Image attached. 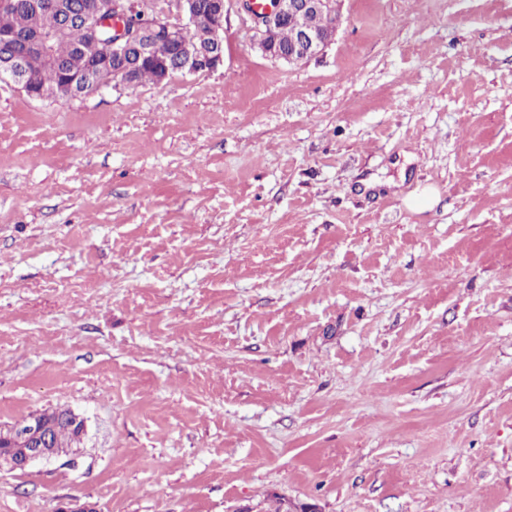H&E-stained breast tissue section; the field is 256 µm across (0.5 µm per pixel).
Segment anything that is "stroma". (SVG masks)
I'll use <instances>...</instances> for the list:
<instances>
[{
    "mask_svg": "<svg viewBox=\"0 0 512 512\" xmlns=\"http://www.w3.org/2000/svg\"><path fill=\"white\" fill-rule=\"evenodd\" d=\"M322 54L0 82V512H512V0H342ZM430 186L432 209L404 200ZM71 410L68 408L57 407L51 410L41 412L42 426L49 434L44 433L38 414L10 426L11 433H20L25 441L20 439L13 440L6 445L1 444L0 455L17 456L24 452L25 455L14 461H9L8 468L12 471H26L33 464L48 459V450L50 440L51 448L58 450H70L79 448L81 444V432L77 427H72L69 422ZM50 438V440H49Z\"/></svg>",
    "mask_w": 512,
    "mask_h": 512,
    "instance_id": "1",
    "label": "stroma"
}]
</instances>
